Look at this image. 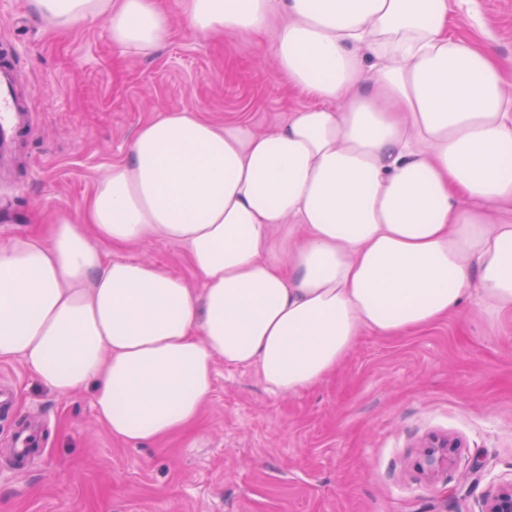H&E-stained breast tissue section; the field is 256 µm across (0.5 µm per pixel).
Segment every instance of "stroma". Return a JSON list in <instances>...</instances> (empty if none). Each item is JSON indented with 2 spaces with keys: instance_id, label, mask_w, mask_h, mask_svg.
<instances>
[{
  "instance_id": "35a3bbf8",
  "label": "stroma",
  "mask_w": 512,
  "mask_h": 512,
  "mask_svg": "<svg viewBox=\"0 0 512 512\" xmlns=\"http://www.w3.org/2000/svg\"><path fill=\"white\" fill-rule=\"evenodd\" d=\"M172 37L150 56L116 50L104 21L58 32L29 0H0V45L16 49L30 122L0 176V245L50 218L79 216L136 130L168 112L263 133L311 105L276 78L272 46L286 18L254 36L202 34L164 0ZM453 35L499 59L512 79V0H474ZM148 259L199 287L187 248L158 234L109 250ZM16 388L0 412V512H483L512 483V321L476 297L398 337L364 333L336 371L293 396L252 369L218 366L197 424L135 445L99 423L89 390L59 395L21 359L0 360ZM44 452L15 470L14 434ZM433 435L458 443L447 466L420 469Z\"/></svg>"
}]
</instances>
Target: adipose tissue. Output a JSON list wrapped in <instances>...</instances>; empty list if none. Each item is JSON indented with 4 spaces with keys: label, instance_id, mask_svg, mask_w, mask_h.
I'll list each match as a JSON object with an SVG mask.
<instances>
[{
    "label": "adipose tissue",
    "instance_id": "1",
    "mask_svg": "<svg viewBox=\"0 0 512 512\" xmlns=\"http://www.w3.org/2000/svg\"><path fill=\"white\" fill-rule=\"evenodd\" d=\"M472 0H181L201 33L286 18L278 74L315 105L256 133L170 112L143 124L81 218L0 246V359L48 390L90 389L116 438L192 426L217 362L293 395L360 336L426 327L477 294L512 316V85L452 36ZM59 30L105 20L120 52L171 38L161 0H30ZM187 246L192 288L107 248L149 234Z\"/></svg>",
    "mask_w": 512,
    "mask_h": 512
}]
</instances>
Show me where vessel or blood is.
<instances>
[{"label": "vessel or blood", "instance_id": "1", "mask_svg": "<svg viewBox=\"0 0 512 512\" xmlns=\"http://www.w3.org/2000/svg\"><path fill=\"white\" fill-rule=\"evenodd\" d=\"M16 68L11 47H0V166H10L28 122L29 109L16 93Z\"/></svg>", "mask_w": 512, "mask_h": 512}]
</instances>
